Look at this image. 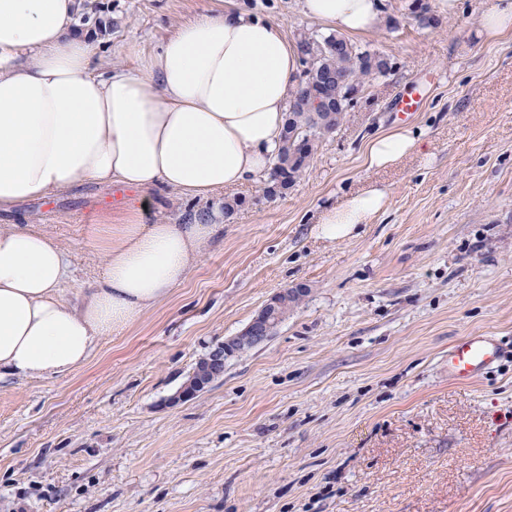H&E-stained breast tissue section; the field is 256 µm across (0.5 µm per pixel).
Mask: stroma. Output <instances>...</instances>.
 <instances>
[{
	"label": "stroma",
	"mask_w": 512,
	"mask_h": 512,
	"mask_svg": "<svg viewBox=\"0 0 512 512\" xmlns=\"http://www.w3.org/2000/svg\"><path fill=\"white\" fill-rule=\"evenodd\" d=\"M384 0L356 36L394 64L346 112L306 175L267 197L242 186L224 236L134 324L53 378L0 385V512H512V355L473 380L448 349L473 334L512 348V32L478 34L494 0H429L438 25ZM205 0H84L107 20L104 62L135 68ZM312 29L299 0H224ZM420 99L402 115L397 103ZM400 126L424 154L367 168L368 140ZM376 182L385 212L326 244L325 207ZM87 182L0 212L68 251L73 300L96 262L86 230L142 200ZM148 224L198 201L158 188ZM309 294L262 346L228 359L196 398L171 403L195 362L238 335L275 293Z\"/></svg>",
	"instance_id": "stroma-1"
}]
</instances>
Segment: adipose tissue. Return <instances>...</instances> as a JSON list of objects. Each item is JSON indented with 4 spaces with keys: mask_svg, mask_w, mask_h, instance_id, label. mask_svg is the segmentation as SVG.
Segmentation results:
<instances>
[{
    "mask_svg": "<svg viewBox=\"0 0 512 512\" xmlns=\"http://www.w3.org/2000/svg\"><path fill=\"white\" fill-rule=\"evenodd\" d=\"M77 0H0V209L92 179L208 198L181 224L129 209L89 225L100 275L80 304L61 294L67 251L29 224L0 225V382L83 365L102 337L137 321L184 282L224 232L219 193L257 181L280 143L299 53L276 23L209 4L135 69L107 68L102 43L72 28ZM311 21L353 34L385 19L383 0H301ZM398 127L370 139L383 169L422 150ZM384 187L327 211L318 238L353 236L384 210Z\"/></svg>",
    "mask_w": 512,
    "mask_h": 512,
    "instance_id": "ef3b65f1",
    "label": "adipose tissue"
}]
</instances>
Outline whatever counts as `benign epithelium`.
Returning a JSON list of instances; mask_svg holds the SVG:
<instances>
[{
    "label": "benign epithelium",
    "instance_id": "benign-epithelium-1",
    "mask_svg": "<svg viewBox=\"0 0 512 512\" xmlns=\"http://www.w3.org/2000/svg\"><path fill=\"white\" fill-rule=\"evenodd\" d=\"M298 292H300L298 288L295 290L286 288L271 296L239 335L225 340L223 345L195 363L188 379L180 387L178 393L171 398V402L179 403L196 398L215 379L223 376V373L217 370L218 364L245 348H256L264 344L268 340L270 319L281 315L289 297Z\"/></svg>",
    "mask_w": 512,
    "mask_h": 512
}]
</instances>
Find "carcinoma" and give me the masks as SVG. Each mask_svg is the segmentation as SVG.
Instances as JSON below:
<instances>
[{
    "instance_id": "carcinoma-1",
    "label": "carcinoma",
    "mask_w": 512,
    "mask_h": 512,
    "mask_svg": "<svg viewBox=\"0 0 512 512\" xmlns=\"http://www.w3.org/2000/svg\"><path fill=\"white\" fill-rule=\"evenodd\" d=\"M408 10L427 25L439 24L423 0H412ZM298 49V86L288 102L282 140L272 160L268 195L282 194L301 180L326 136L339 128L348 109L361 102L366 83L393 69L378 52L337 33H304Z\"/></svg>"
}]
</instances>
